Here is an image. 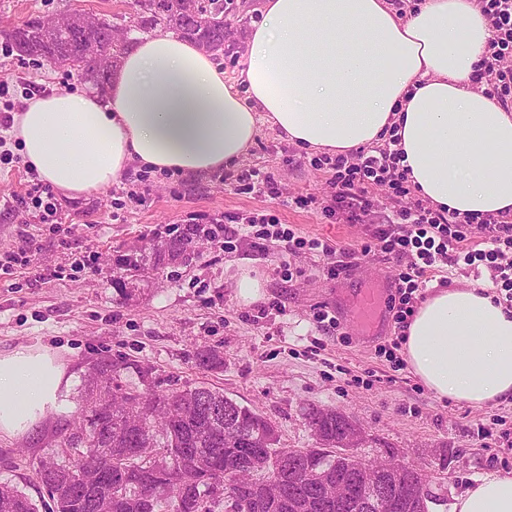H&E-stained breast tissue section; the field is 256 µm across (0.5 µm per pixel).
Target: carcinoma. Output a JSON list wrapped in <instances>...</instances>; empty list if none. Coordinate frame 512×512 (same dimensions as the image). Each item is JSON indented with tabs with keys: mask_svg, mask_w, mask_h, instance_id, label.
<instances>
[{
	"mask_svg": "<svg viewBox=\"0 0 512 512\" xmlns=\"http://www.w3.org/2000/svg\"><path fill=\"white\" fill-rule=\"evenodd\" d=\"M128 30L173 31L214 54L224 53V0H131ZM85 12L39 15L9 36L17 56L76 73L99 92L107 90L125 45L113 40L114 25L101 19L84 24ZM204 371L224 366L215 349H201ZM133 371L138 383L123 375ZM234 400L201 382L183 389L131 360H102L85 380L82 404L70 431L55 437L40 457L37 474L54 503L52 512H298L297 496H313L306 470L349 472L350 456L336 447L343 413L333 408L305 409L307 424L320 431L315 448H280L269 419L236 404L224 420V404ZM245 432L236 442L224 435ZM96 448L84 452L85 445ZM81 461L84 481L70 480ZM233 478L238 494L224 498L218 483ZM0 512H39L24 492L0 484Z\"/></svg>",
	"mask_w": 512,
	"mask_h": 512,
	"instance_id": "1",
	"label": "carcinoma"
}]
</instances>
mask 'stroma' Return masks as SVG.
I'll return each instance as SVG.
<instances>
[{"label":"stroma","instance_id":"1","mask_svg":"<svg viewBox=\"0 0 512 512\" xmlns=\"http://www.w3.org/2000/svg\"><path fill=\"white\" fill-rule=\"evenodd\" d=\"M242 15H230L234 44L216 61L224 78L236 80L245 66L246 39L262 22L263 0H234ZM82 10L124 26L130 0H0V81L10 83L0 110L20 106L31 94L58 87L85 89L79 77L46 64L19 60L5 38L25 19ZM232 171L256 169L274 175L283 196L328 194L332 175L325 161L286 142L260 124L256 141ZM129 168L112 186L90 197L62 200L55 222L33 206L20 205L40 178L9 142L0 143V260L22 241L33 244L29 265L0 269V353L46 347L72 376L64 410L39 432L0 436V482L17 486L48 512L51 500L37 475V462L55 432L67 428L92 364L128 358L155 369L167 387L206 382L249 406L276 427L283 448H312L316 439L303 413L312 406L351 415L373 440L400 449L406 460L430 470L432 491L443 501L434 512H452L456 496L491 471L512 472V404L475 408L429 393L409 370H393L383 349L394 333L361 337L349 316L360 290L394 281L397 268L371 256L339 278L326 279L330 257L304 250L282 255L277 244L259 246L249 237L193 238L184 258L168 260L159 244L188 224H214L277 215L308 238L342 245L370 241L384 222L387 200L365 221L344 209L324 216L254 193L231 189L223 173L200 176ZM137 268L126 269V259ZM290 264L285 278L281 264ZM264 283L265 297L249 306L236 297L241 270ZM335 313L341 337L319 330L315 317ZM224 356L222 369L204 372L198 349ZM452 460L445 471L430 468L434 454Z\"/></svg>","mask_w":512,"mask_h":512}]
</instances>
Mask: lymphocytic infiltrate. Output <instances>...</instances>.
<instances>
[{
  "label": "lymphocytic infiltrate",
  "instance_id": "1",
  "mask_svg": "<svg viewBox=\"0 0 512 512\" xmlns=\"http://www.w3.org/2000/svg\"><path fill=\"white\" fill-rule=\"evenodd\" d=\"M491 28L485 55L472 80L475 90L502 106L512 105V0H479ZM401 152L391 146L359 148L337 155L329 180L330 202L348 209L352 218L369 214L380 197L391 201V214L371 242L342 246L330 239L306 238L282 226L276 216L263 219L261 229L241 225L239 234L256 235L279 243L282 252L310 249L343 260L327 268L328 277L345 272L349 262L381 254L398 269L395 292L387 301L398 331H405L418 302L435 273L467 265L471 271L487 267L497 291V302L512 308V214H444L427 201L413 197L406 170L400 169Z\"/></svg>",
  "mask_w": 512,
  "mask_h": 512
}]
</instances>
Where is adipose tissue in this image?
<instances>
[{
  "label": "adipose tissue",
  "mask_w": 512,
  "mask_h": 512,
  "mask_svg": "<svg viewBox=\"0 0 512 512\" xmlns=\"http://www.w3.org/2000/svg\"><path fill=\"white\" fill-rule=\"evenodd\" d=\"M246 40L245 92L211 54L158 32L122 56L106 98L59 89L14 112L25 166L63 197L94 194L131 166L207 175L243 157L259 123L333 156L395 134L401 168L433 208L512 211V110L471 88L490 23L477 0H265ZM489 287L441 288L418 305L403 357L434 395L475 408L512 399V310ZM44 348L0 354V435L36 430L70 387ZM452 512H512V474L491 473Z\"/></svg>",
  "instance_id": "ef3b65f1"
}]
</instances>
